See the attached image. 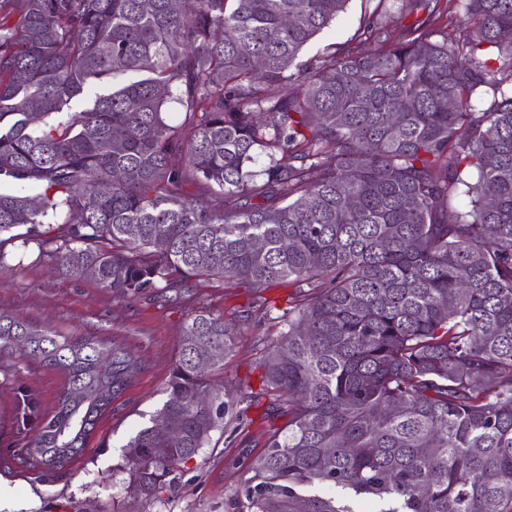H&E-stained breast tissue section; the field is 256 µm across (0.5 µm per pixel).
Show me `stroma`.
<instances>
[{
	"instance_id": "1",
	"label": "stroma",
	"mask_w": 512,
	"mask_h": 512,
	"mask_svg": "<svg viewBox=\"0 0 512 512\" xmlns=\"http://www.w3.org/2000/svg\"><path fill=\"white\" fill-rule=\"evenodd\" d=\"M369 0H350L336 21L303 51L311 57L324 48L347 50L356 44L360 20ZM8 266L0 269V313L33 323H47L66 335L103 336L124 344L141 357L137 382L114 399L98 421L83 451L60 471L0 466V484L15 499L36 498L34 512H234L235 493L262 455L270 431L279 421L262 420L250 411L251 425L238 435H214L209 447L167 485L161 500L142 501L127 492L129 465L124 446L164 400L163 388L178 352L184 322L206 308L235 318L251 292L234 282L213 281L191 295L167 304L122 299L98 286L94 278L75 280L55 271L37 244L4 246ZM277 326L255 320L242 325L224 361L225 384H255L264 340ZM65 379L57 370L30 358L0 359V453L12 454L27 442L15 421L20 391L31 390L40 414L53 412Z\"/></svg>"
}]
</instances>
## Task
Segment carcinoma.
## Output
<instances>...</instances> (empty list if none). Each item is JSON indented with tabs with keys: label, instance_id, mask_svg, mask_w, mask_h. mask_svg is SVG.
<instances>
[{
	"label": "carcinoma",
	"instance_id": "cac0c4a2",
	"mask_svg": "<svg viewBox=\"0 0 512 512\" xmlns=\"http://www.w3.org/2000/svg\"><path fill=\"white\" fill-rule=\"evenodd\" d=\"M347 2L0 0V181L38 189L0 192V234L26 246L56 225L52 264L127 299L231 280L254 290L246 317L280 327L258 387L235 388L211 377L238 321L185 322L166 399L126 445L140 498L257 407L288 420L238 512H512V0H457L459 45L440 0H375L370 50L302 60ZM395 16L412 18L398 40ZM127 71L147 77L65 111ZM13 355L67 380L42 419L21 392L16 423L37 426L13 459L31 469L74 460L144 368L0 313Z\"/></svg>",
	"mask_w": 512,
	"mask_h": 512
}]
</instances>
